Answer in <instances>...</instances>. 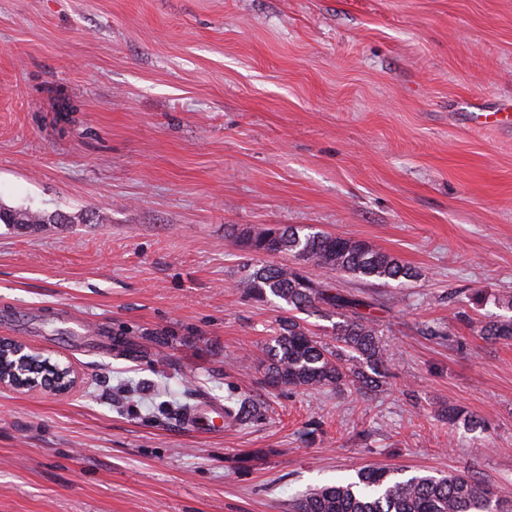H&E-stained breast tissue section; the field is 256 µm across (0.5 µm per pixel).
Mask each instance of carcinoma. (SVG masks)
Segmentation results:
<instances>
[{
  "instance_id": "1",
  "label": "carcinoma",
  "mask_w": 512,
  "mask_h": 512,
  "mask_svg": "<svg viewBox=\"0 0 512 512\" xmlns=\"http://www.w3.org/2000/svg\"><path fill=\"white\" fill-rule=\"evenodd\" d=\"M60 215L33 214L0 207L3 224H40ZM241 245L256 255H281L310 262L325 272L359 279L393 280L401 284L419 273L397 258L361 240L306 229L302 226L252 227L237 232ZM247 295L262 301L273 296L289 310L313 309L337 315L336 341L331 346L315 339L295 316L279 323L275 336L263 348L267 383L274 388L375 389L385 378V360L378 331L365 309L372 303L345 295L324 280L312 278L286 264L257 260L243 278ZM485 339L512 340V316L482 327ZM252 400L241 397L224 405L232 424L251 419ZM292 512H507L504 501L488 485L467 476L414 475L398 479L385 468L362 467L356 480L310 489L292 503Z\"/></svg>"
}]
</instances>
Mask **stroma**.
<instances>
[{"label": "stroma", "mask_w": 512, "mask_h": 512, "mask_svg": "<svg viewBox=\"0 0 512 512\" xmlns=\"http://www.w3.org/2000/svg\"><path fill=\"white\" fill-rule=\"evenodd\" d=\"M512 0H0V336L74 367L0 389V512H288L363 466L512 500ZM297 225L416 269L371 301L373 392L269 387L282 301L233 231ZM249 395L205 432L183 410ZM462 414L449 421V407ZM509 112H465L474 124L481 127L512 126L511 106ZM59 214H33L27 211L8 210L0 207V222L3 224H41L42 222H58Z\"/></svg>", "instance_id": "1"}]
</instances>
